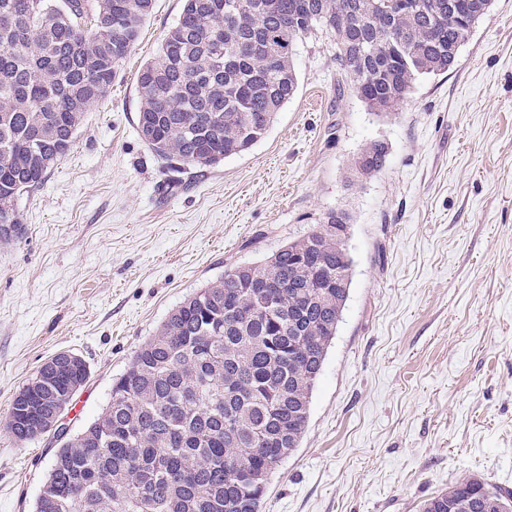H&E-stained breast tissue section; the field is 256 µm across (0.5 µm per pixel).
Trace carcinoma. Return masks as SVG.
Listing matches in <instances>:
<instances>
[{
	"label": "carcinoma",
	"instance_id": "obj_1",
	"mask_svg": "<svg viewBox=\"0 0 512 512\" xmlns=\"http://www.w3.org/2000/svg\"><path fill=\"white\" fill-rule=\"evenodd\" d=\"M153 0H0V240L17 199L70 150L106 96ZM492 0H184L140 69L142 141L171 167L210 168L261 141L294 97L299 42L324 33L353 92L394 112L420 75L451 69ZM373 141L355 161L386 164ZM349 216L237 265L173 309L112 382L102 413L58 442L35 512H262L268 480L298 447L351 285ZM89 378L55 354L15 396L20 442ZM422 512H512V492L464 477Z\"/></svg>",
	"mask_w": 512,
	"mask_h": 512
}]
</instances>
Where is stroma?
<instances>
[{"instance_id":"obj_1","label":"stroma","mask_w":512,"mask_h":512,"mask_svg":"<svg viewBox=\"0 0 512 512\" xmlns=\"http://www.w3.org/2000/svg\"><path fill=\"white\" fill-rule=\"evenodd\" d=\"M183 0H154L108 95L66 156L18 200L0 245V512H33L50 436L20 442L11 403L59 352L90 377L77 431L188 296L234 266L349 216V298L299 448L262 512H419L462 476L512 492V0L453 69L391 114L345 82L331 37L300 43L299 87L242 155L171 170L141 140L137 75ZM373 141L385 167L350 181Z\"/></svg>"}]
</instances>
